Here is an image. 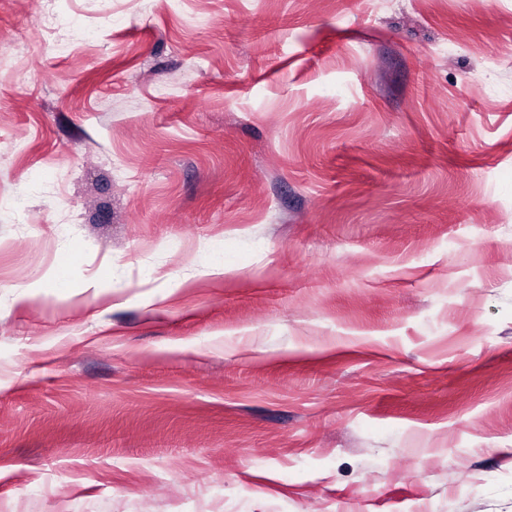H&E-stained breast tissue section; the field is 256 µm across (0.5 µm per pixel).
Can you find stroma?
<instances>
[{
	"label": "stroma",
	"instance_id": "1",
	"mask_svg": "<svg viewBox=\"0 0 512 512\" xmlns=\"http://www.w3.org/2000/svg\"><path fill=\"white\" fill-rule=\"evenodd\" d=\"M0 512H512V0H0Z\"/></svg>",
	"mask_w": 512,
	"mask_h": 512
}]
</instances>
